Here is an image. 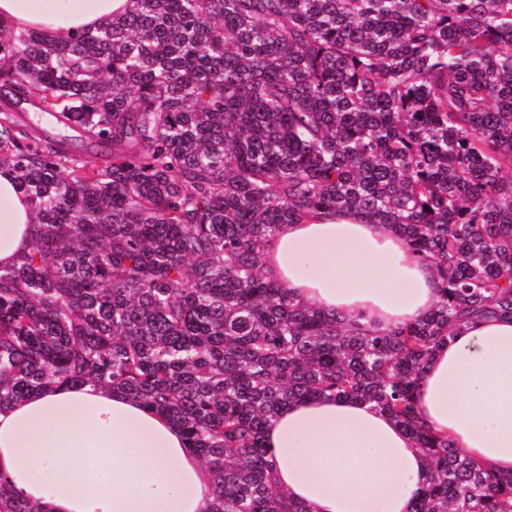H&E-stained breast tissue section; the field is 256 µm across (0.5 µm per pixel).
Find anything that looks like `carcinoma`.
<instances>
[{
	"mask_svg": "<svg viewBox=\"0 0 512 512\" xmlns=\"http://www.w3.org/2000/svg\"><path fill=\"white\" fill-rule=\"evenodd\" d=\"M52 42L0 29V99L112 149L90 169L22 130L0 166L30 246L0 267V411L49 387L119 391L182 427L209 512H309L276 487L265 425L358 400L428 458L410 512H512L416 403L436 347L512 318V0H128ZM388 224L438 279L387 331L263 269L285 224ZM0 512H39L0 482Z\"/></svg>",
	"mask_w": 512,
	"mask_h": 512,
	"instance_id": "obj_1",
	"label": "carcinoma"
}]
</instances>
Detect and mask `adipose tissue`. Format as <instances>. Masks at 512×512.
<instances>
[{"instance_id":"ef3b65f1","label":"adipose tissue","mask_w":512,"mask_h":512,"mask_svg":"<svg viewBox=\"0 0 512 512\" xmlns=\"http://www.w3.org/2000/svg\"><path fill=\"white\" fill-rule=\"evenodd\" d=\"M128 0H0V24L61 42L124 13ZM31 206L0 167V265L27 250ZM267 272L324 312L377 330L412 322L437 299L433 267L390 226L343 214L289 224ZM429 426L494 473L512 474V320L462 324L424 368ZM265 445L277 485L310 512H409L426 457L390 416L333 398L292 404ZM0 482L40 512H207L213 476L163 415L91 385L32 393L0 411Z\"/></svg>"}]
</instances>
